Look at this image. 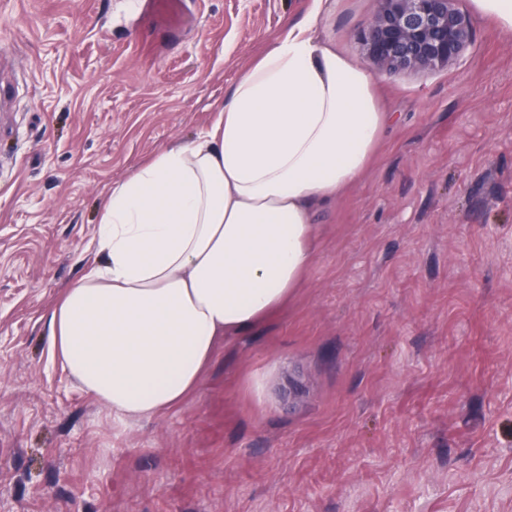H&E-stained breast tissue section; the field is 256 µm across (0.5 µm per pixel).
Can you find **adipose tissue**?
Masks as SVG:
<instances>
[{"label":"adipose tissue","mask_w":512,"mask_h":512,"mask_svg":"<svg viewBox=\"0 0 512 512\" xmlns=\"http://www.w3.org/2000/svg\"><path fill=\"white\" fill-rule=\"evenodd\" d=\"M328 0L242 73L188 143L113 186L96 257L49 310L51 360L117 419L178 407L220 340L300 288L314 212L356 185L389 123L377 83L319 31Z\"/></svg>","instance_id":"obj_1"}]
</instances>
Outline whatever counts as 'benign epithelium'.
<instances>
[{"mask_svg":"<svg viewBox=\"0 0 512 512\" xmlns=\"http://www.w3.org/2000/svg\"><path fill=\"white\" fill-rule=\"evenodd\" d=\"M379 15L362 30L369 61L396 76L415 69H441L472 40L469 15L455 0H382Z\"/></svg>","mask_w":512,"mask_h":512,"instance_id":"7a95c632","label":"benign epithelium"}]
</instances>
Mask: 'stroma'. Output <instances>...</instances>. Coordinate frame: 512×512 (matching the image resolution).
Here are the masks:
<instances>
[{
	"label": "stroma",
	"mask_w": 512,
	"mask_h": 512,
	"mask_svg": "<svg viewBox=\"0 0 512 512\" xmlns=\"http://www.w3.org/2000/svg\"><path fill=\"white\" fill-rule=\"evenodd\" d=\"M184 7L0 0V512H512V34L477 15L448 67L377 75L396 120L317 214L303 288L181 406L123 424L49 362L112 186L304 14ZM382 7L338 0L324 32L365 62ZM152 14L165 19L172 27H181L186 22L182 0H154Z\"/></svg>",
	"instance_id": "obj_1"
}]
</instances>
